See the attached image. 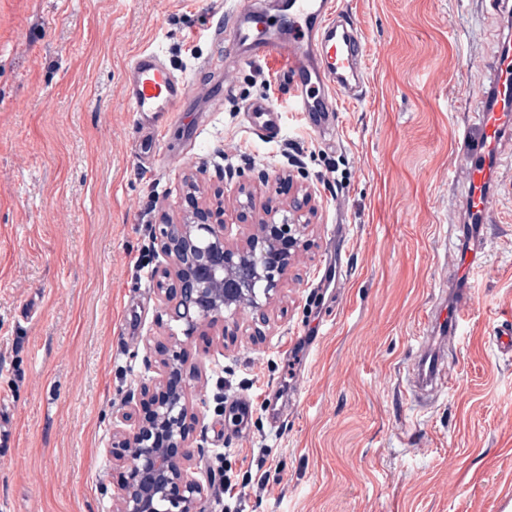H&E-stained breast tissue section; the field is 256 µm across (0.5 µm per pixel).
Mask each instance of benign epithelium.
Returning a JSON list of instances; mask_svg holds the SVG:
<instances>
[{
    "mask_svg": "<svg viewBox=\"0 0 512 512\" xmlns=\"http://www.w3.org/2000/svg\"><path fill=\"white\" fill-rule=\"evenodd\" d=\"M186 199L189 209L182 222L159 225L160 251L167 265L158 275L157 290L171 303V318L186 325L190 334L201 320L215 322L237 305L243 284L224 288V281L243 265L253 279L270 290L276 277L286 273L314 212L312 195L294 197L295 218L276 221L268 212L257 230L240 239L228 238L223 202L212 205L197 196L190 180ZM159 376L141 386L139 402L150 406L140 416L136 409L118 416L112 445L116 458L126 467V478L115 498L114 512H157L156 500L166 501L163 512H202L206 490L187 465L186 442L194 414L188 404L192 377L170 358L161 361Z\"/></svg>",
    "mask_w": 512,
    "mask_h": 512,
    "instance_id": "benign-epithelium-1",
    "label": "benign epithelium"
}]
</instances>
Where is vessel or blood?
Returning <instances> with one entry per match:
<instances>
[{"label": "vessel or blood", "instance_id": "1", "mask_svg": "<svg viewBox=\"0 0 512 512\" xmlns=\"http://www.w3.org/2000/svg\"><path fill=\"white\" fill-rule=\"evenodd\" d=\"M231 15V27H216L213 41L231 42L246 50L248 62L278 69L280 76L289 79L292 111L318 135L331 134L336 98L360 99L367 83L366 50L350 13L338 8L336 0H280L279 13L267 16L252 0H240ZM493 89L497 103L483 108L478 126L454 134L456 169L465 173L469 182L465 205L485 224L496 221L488 206L485 161L497 155L504 136L503 117L512 109V52L498 58ZM218 93L213 83L177 75L156 51L136 53L124 70L120 94L134 131L142 135L135 153L137 161L158 156L169 162L182 160L180 152L163 151L168 134L185 127L188 100ZM246 116L251 127L267 140L280 137V111L265 98L252 100ZM468 306L469 297L463 294L453 309L440 312L439 319L447 324L450 336H457L468 321Z\"/></svg>", "mask_w": 512, "mask_h": 512}]
</instances>
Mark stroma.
Masks as SVG:
<instances>
[{"mask_svg": "<svg viewBox=\"0 0 512 512\" xmlns=\"http://www.w3.org/2000/svg\"><path fill=\"white\" fill-rule=\"evenodd\" d=\"M337 2L367 84L362 101L338 99L328 145L272 67L207 38L237 0H0V407L15 432L0 512H113V424L177 340L202 374L187 451L207 512H224L228 469L269 477L239 512H512V355L492 342L512 316V140L492 171L497 221L473 247L469 327L438 363L453 385L422 405L411 382L421 322L463 263L453 134L512 23L502 0ZM143 49L187 79L236 82L222 104L192 102L198 134L169 138L185 157L148 172L120 100ZM219 54L223 71L204 70ZM262 95L283 111L279 141L245 118ZM190 174L206 196L223 189L230 224L245 204L285 213L292 186L312 194L310 245L263 302L264 339L247 307L185 334L157 291L154 232L181 218ZM271 396L287 409L276 423L260 409Z\"/></svg>", "mask_w": 512, "mask_h": 512, "instance_id": "35a3bbf8", "label": "stroma"}]
</instances>
